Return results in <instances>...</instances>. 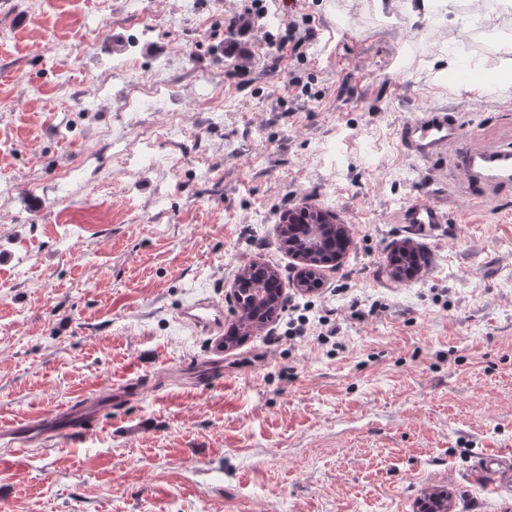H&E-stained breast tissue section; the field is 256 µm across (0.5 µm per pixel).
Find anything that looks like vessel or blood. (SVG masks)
<instances>
[{
    "label": "vessel or blood",
    "instance_id": "vessel-or-blood-1",
    "mask_svg": "<svg viewBox=\"0 0 512 512\" xmlns=\"http://www.w3.org/2000/svg\"><path fill=\"white\" fill-rule=\"evenodd\" d=\"M398 137L403 151L421 161L445 157L449 148H456L458 166L467 181L477 187L512 185V147L464 139L458 119L447 108L434 107L403 122ZM395 219L398 223L410 225L415 234L423 235L446 223L448 215L446 206L418 198L397 212ZM183 314L194 326L215 332L213 352L216 356H223L222 306L213 300H204L188 306ZM142 389L143 382L137 379L114 386L102 394L84 395L75 404L39 413L22 423L1 428L0 436L11 439L16 452L21 453L31 442H41L86 426L111 407L113 398L137 395Z\"/></svg>",
    "mask_w": 512,
    "mask_h": 512
}]
</instances>
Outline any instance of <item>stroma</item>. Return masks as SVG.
Masks as SVG:
<instances>
[{
  "instance_id": "35a3bbf8",
  "label": "stroma",
  "mask_w": 512,
  "mask_h": 512,
  "mask_svg": "<svg viewBox=\"0 0 512 512\" xmlns=\"http://www.w3.org/2000/svg\"><path fill=\"white\" fill-rule=\"evenodd\" d=\"M172 2L0 0V426L148 380L87 431L22 456L0 439V512H415L434 489L452 512H512V483L476 474L512 451V185L476 198L453 158L397 137L445 106L465 136L512 142V11L279 0L270 32L263 0H187L178 20ZM290 21L315 41L271 69L265 35ZM132 26L150 33L131 44ZM127 56L130 81L100 93ZM146 72L176 94L146 109L156 157L130 171L101 132ZM176 109L199 137L169 139ZM420 194L450 206L427 236L394 221ZM306 205L351 235L309 293L281 242ZM406 243L421 270L400 280ZM254 261L288 302L206 378L212 337L180 311L214 299L232 329Z\"/></svg>"
}]
</instances>
